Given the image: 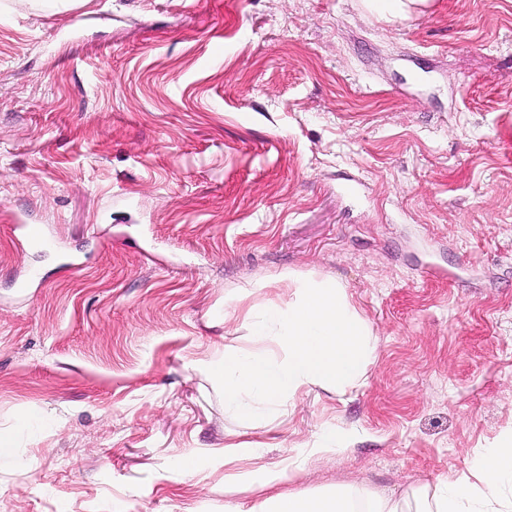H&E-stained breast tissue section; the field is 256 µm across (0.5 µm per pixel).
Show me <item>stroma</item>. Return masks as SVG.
<instances>
[{"label":"stroma","instance_id":"stroma-1","mask_svg":"<svg viewBox=\"0 0 512 512\" xmlns=\"http://www.w3.org/2000/svg\"><path fill=\"white\" fill-rule=\"evenodd\" d=\"M284 271L373 355L242 420L206 364ZM511 435L512 0H0V512H224L240 443L412 512ZM349 435L346 431L338 429L323 436L317 448L313 452L320 457L339 455L347 452L349 448Z\"/></svg>","mask_w":512,"mask_h":512}]
</instances>
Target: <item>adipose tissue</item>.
<instances>
[{
	"label": "adipose tissue",
	"instance_id": "1",
	"mask_svg": "<svg viewBox=\"0 0 512 512\" xmlns=\"http://www.w3.org/2000/svg\"><path fill=\"white\" fill-rule=\"evenodd\" d=\"M474 470L480 477L479 484L443 483L433 504L424 506L421 512H512V501L501 497L504 478L512 479V436L484 449ZM285 476V469L280 467L235 472L233 483L257 492L258 497L248 506H225L224 512H403L397 501L373 495L361 501L343 490L318 497L296 492L272 494V487L283 482Z\"/></svg>",
	"mask_w": 512,
	"mask_h": 512
}]
</instances>
